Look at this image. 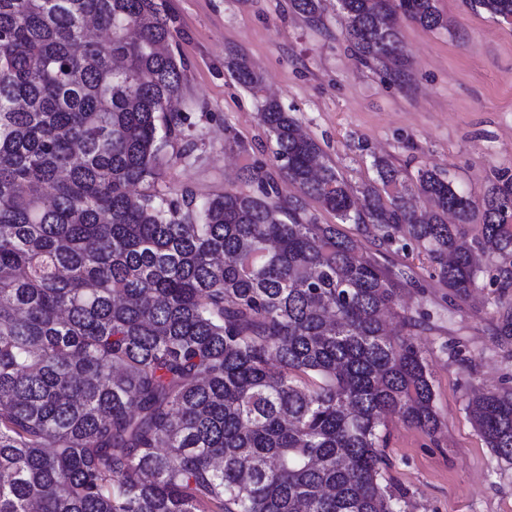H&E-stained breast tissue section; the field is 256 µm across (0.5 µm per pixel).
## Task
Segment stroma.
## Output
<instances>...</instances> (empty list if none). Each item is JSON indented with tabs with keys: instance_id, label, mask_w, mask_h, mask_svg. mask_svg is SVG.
<instances>
[{
	"instance_id": "obj_1",
	"label": "stroma",
	"mask_w": 512,
	"mask_h": 512,
	"mask_svg": "<svg viewBox=\"0 0 512 512\" xmlns=\"http://www.w3.org/2000/svg\"><path fill=\"white\" fill-rule=\"evenodd\" d=\"M166 4L175 20L171 50L185 63L176 102L185 124L162 185L191 190L197 204L228 187L247 190V150L267 140L256 100L224 66L232 51L262 74L267 93L354 188L375 180L377 157L409 183L418 170H436L477 201L499 173L512 172V24L471 10L469 0H437L444 28L400 19L402 85L356 59L337 0H325L316 22L290 0ZM342 230L360 253L413 278L401 303L422 322L416 341L441 429L431 436L386 421L387 476L405 493L407 512H512V464L487 448L465 411L473 391L512 390V339L496 333L498 298L512 297V288L501 291L487 271L475 292L453 298L422 249L386 250L356 225Z\"/></svg>"
}]
</instances>
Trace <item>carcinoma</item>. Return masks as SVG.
<instances>
[{
	"instance_id": "obj_1",
	"label": "carcinoma",
	"mask_w": 512,
	"mask_h": 512,
	"mask_svg": "<svg viewBox=\"0 0 512 512\" xmlns=\"http://www.w3.org/2000/svg\"><path fill=\"white\" fill-rule=\"evenodd\" d=\"M362 63L405 77L398 15L447 25L436 0H338ZM316 21L323 0H291ZM512 19V0H469ZM165 0H0V512H402L385 472L389 416L441 421L413 336L388 333L406 273L357 250L306 200L379 246L424 249L451 293L480 251L512 286V175L481 202L425 170L406 201L376 158L356 206L262 78L271 156L249 192L196 204L158 188L182 139L184 62ZM297 195L283 205L276 176ZM481 224L467 240L460 225ZM512 336V302L498 307ZM466 410L512 463V392Z\"/></svg>"
}]
</instances>
